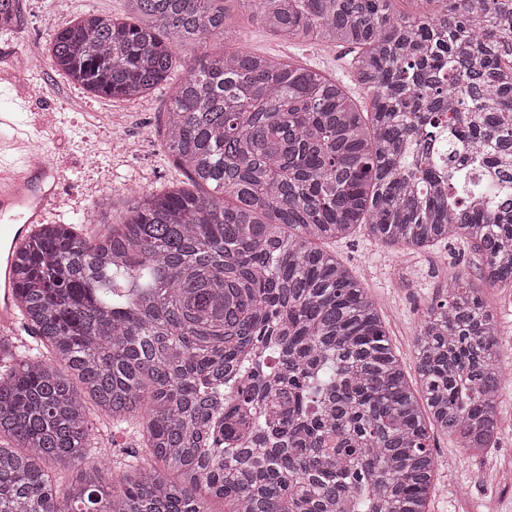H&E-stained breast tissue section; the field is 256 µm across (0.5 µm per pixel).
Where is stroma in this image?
Masks as SVG:
<instances>
[{"label":"stroma","mask_w":512,"mask_h":512,"mask_svg":"<svg viewBox=\"0 0 512 512\" xmlns=\"http://www.w3.org/2000/svg\"><path fill=\"white\" fill-rule=\"evenodd\" d=\"M125 15L127 0H72L68 10L55 11L52 0H18L19 25L0 32V111L17 113L41 140L60 168L58 189L66 201L56 224L77 225L81 236L106 233L91 208L93 200L111 198L113 221H120L126 201L145 191L188 186L186 172L163 150L164 119L173 85L135 102L94 97L73 85L53 66L20 72L18 50L49 58V36L86 10ZM242 32L241 48L308 65L342 80L350 77L347 49L331 43L282 42L253 24L246 14L233 12ZM37 95H30V88ZM329 248L363 288L379 303L390 341L400 355L408 379H416V339L427 310L448 281L461 270L465 283L477 286L487 310L500 326L502 377L499 446L483 455L462 448L452 436L436 433L432 451L438 465L429 495V512H512V288L478 282L481 258L465 239L443 242L423 252L385 246L358 228ZM95 439L85 460L98 466L105 484L118 481L142 455L137 426L113 431L94 422Z\"/></svg>","instance_id":"stroma-1"}]
</instances>
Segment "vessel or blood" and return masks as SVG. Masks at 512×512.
Instances as JSON below:
<instances>
[{"label":"vessel or blood","instance_id":"1","mask_svg":"<svg viewBox=\"0 0 512 512\" xmlns=\"http://www.w3.org/2000/svg\"><path fill=\"white\" fill-rule=\"evenodd\" d=\"M21 162L17 170L0 164V258L17 249L60 204L56 168L32 153L23 155ZM17 321L13 290L0 280V334L14 329Z\"/></svg>","mask_w":512,"mask_h":512}]
</instances>
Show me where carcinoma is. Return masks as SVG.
Here are the masks:
<instances>
[{
  "label": "carcinoma",
  "instance_id": "carcinoma-1",
  "mask_svg": "<svg viewBox=\"0 0 512 512\" xmlns=\"http://www.w3.org/2000/svg\"><path fill=\"white\" fill-rule=\"evenodd\" d=\"M53 33L96 97L182 71L164 150L191 187L136 195L94 240L40 224L14 252L31 344L0 363V512H428L438 430L499 441L500 328L450 277L407 379L378 306L323 244L365 227L426 251L463 237L512 288V0H129ZM273 36L348 46L369 97L235 47L231 5ZM16 0H0V30ZM224 40L182 64L176 49ZM142 426L112 490L51 471L91 447L90 408Z\"/></svg>",
  "mask_w": 512,
  "mask_h": 512
}]
</instances>
